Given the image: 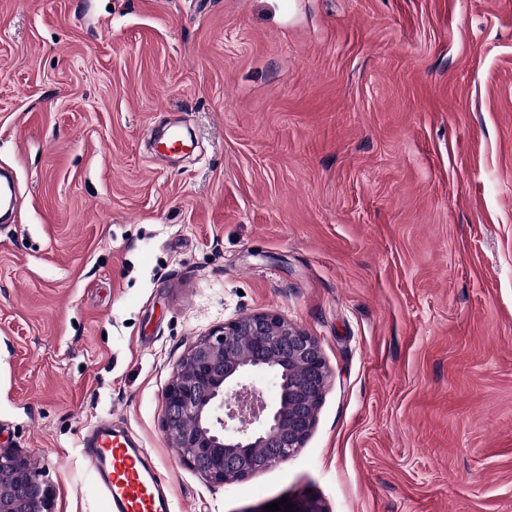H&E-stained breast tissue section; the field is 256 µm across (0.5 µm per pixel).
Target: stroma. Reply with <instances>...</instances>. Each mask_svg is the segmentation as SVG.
<instances>
[{"label":"stroma","mask_w":512,"mask_h":512,"mask_svg":"<svg viewBox=\"0 0 512 512\" xmlns=\"http://www.w3.org/2000/svg\"><path fill=\"white\" fill-rule=\"evenodd\" d=\"M0 168V448L54 512H104L102 418L173 512H512V0H0ZM253 313L331 379L303 448L214 484L162 393Z\"/></svg>","instance_id":"stroma-1"}]
</instances>
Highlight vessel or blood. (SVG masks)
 <instances>
[{"mask_svg":"<svg viewBox=\"0 0 512 512\" xmlns=\"http://www.w3.org/2000/svg\"><path fill=\"white\" fill-rule=\"evenodd\" d=\"M85 455L103 491L105 512H172L168 486L140 444L103 427Z\"/></svg>","mask_w":512,"mask_h":512,"instance_id":"b4317fda","label":"vessel or blood"}]
</instances>
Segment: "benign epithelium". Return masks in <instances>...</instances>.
<instances>
[{
  "label": "benign epithelium",
  "instance_id": "benign-epithelium-1",
  "mask_svg": "<svg viewBox=\"0 0 512 512\" xmlns=\"http://www.w3.org/2000/svg\"><path fill=\"white\" fill-rule=\"evenodd\" d=\"M277 390L269 401L256 383ZM330 370L319 341L277 314H244L198 339L163 392L162 427L213 483L242 481L304 447ZM43 472L0 448V512H53Z\"/></svg>",
  "mask_w": 512,
  "mask_h": 512
}]
</instances>
